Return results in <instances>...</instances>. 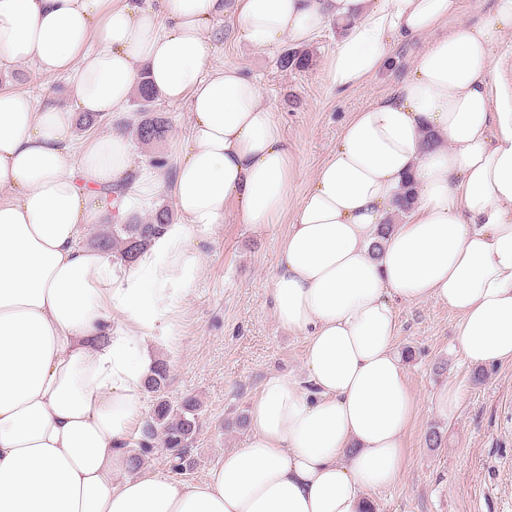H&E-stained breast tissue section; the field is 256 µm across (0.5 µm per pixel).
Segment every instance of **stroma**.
I'll return each instance as SVG.
<instances>
[{"mask_svg": "<svg viewBox=\"0 0 512 512\" xmlns=\"http://www.w3.org/2000/svg\"><path fill=\"white\" fill-rule=\"evenodd\" d=\"M223 27L215 63L240 67L260 85L293 150L295 203L335 149L351 112L388 94L411 72L425 46L421 39L392 44L387 69L340 94L330 90L324 69L339 40L335 23H327L308 43L314 58L305 71L281 69L278 51L239 42L232 19ZM0 87L42 105L67 100L64 79L43 77L28 64L16 65ZM154 110L169 118V132L152 145L133 144L139 165L175 158L189 136L186 104L159 100ZM290 221L286 214L280 223L257 230L231 218L199 242L191 291L175 296L168 324L149 344L150 358L168 365L167 398L178 402L193 396L202 403V427L192 448L195 465L184 483L203 480L225 452L245 443L251 428L235 425L233 418L249 411L268 377L303 374L304 341L277 322L270 296ZM396 315L395 347L405 356L415 409L403 436L401 476L373 494L375 512H512V363L481 368L467 361L456 339L459 317L437 300L398 302ZM449 385L461 393L460 408L451 417L431 400ZM432 428L442 435L440 447L426 443Z\"/></svg>", "mask_w": 512, "mask_h": 512, "instance_id": "obj_1", "label": "stroma"}]
</instances>
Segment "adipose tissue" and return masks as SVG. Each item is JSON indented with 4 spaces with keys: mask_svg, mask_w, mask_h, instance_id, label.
I'll list each match as a JSON object with an SVG mask.
<instances>
[{
    "mask_svg": "<svg viewBox=\"0 0 512 512\" xmlns=\"http://www.w3.org/2000/svg\"><path fill=\"white\" fill-rule=\"evenodd\" d=\"M459 0H0V74L67 76L69 104L0 90V512H368L401 474L414 399L394 348L396 301L459 316L474 364L512 362V81L495 50L512 0L487 21ZM258 50L343 27L330 87H362L398 39L424 37L412 75L354 112L280 243L278 322L304 340L305 383L273 375L252 435L184 484L133 472L129 432L145 399L146 342L235 208L263 229L288 207L293 154L257 82L214 64L216 28ZM187 102L172 169L144 166L138 193L178 214L120 268L85 245L104 215L95 186L126 179L113 134L74 150L79 115L121 110L141 77ZM416 196L399 210L406 185ZM394 230L380 235L388 220Z\"/></svg>",
    "mask_w": 512,
    "mask_h": 512,
    "instance_id": "1",
    "label": "adipose tissue"
}]
</instances>
